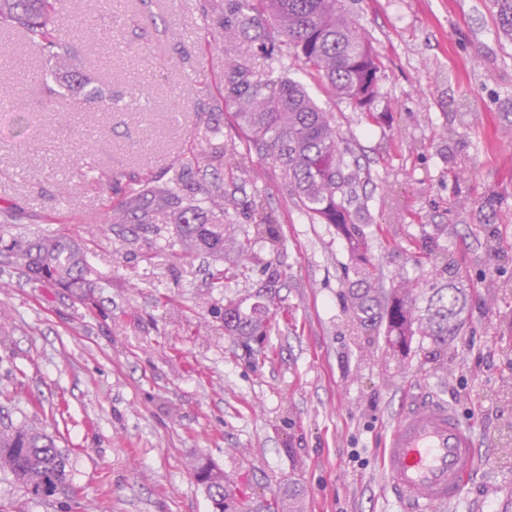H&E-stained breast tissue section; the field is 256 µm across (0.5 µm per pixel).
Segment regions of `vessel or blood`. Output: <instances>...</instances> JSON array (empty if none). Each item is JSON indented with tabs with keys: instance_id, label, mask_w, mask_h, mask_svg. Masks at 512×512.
Listing matches in <instances>:
<instances>
[{
	"instance_id": "obj_1",
	"label": "vessel or blood",
	"mask_w": 512,
	"mask_h": 512,
	"mask_svg": "<svg viewBox=\"0 0 512 512\" xmlns=\"http://www.w3.org/2000/svg\"><path fill=\"white\" fill-rule=\"evenodd\" d=\"M475 453L471 426L447 402L411 401L397 415L384 445L389 488L412 512L454 504L463 496Z\"/></svg>"
}]
</instances>
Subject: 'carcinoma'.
Masks as SVG:
<instances>
[{
	"mask_svg": "<svg viewBox=\"0 0 512 512\" xmlns=\"http://www.w3.org/2000/svg\"><path fill=\"white\" fill-rule=\"evenodd\" d=\"M59 0H0V30L15 28L38 45L51 74L65 73L72 83L86 77L71 41L59 33ZM498 25L512 36V0H493ZM273 21L285 35V45L303 69L317 76L340 98L366 111L377 95L380 63L368 38L351 19L343 0H227L224 31L244 34ZM224 104L235 108L244 151L271 157L282 171L284 188L301 208L321 224H332L347 241L358 267V279L347 289L348 310L359 324L384 328L385 341L404 352L415 336L429 340L434 358L445 355L448 337L462 325L464 295L459 288L434 287L425 309L417 314L403 288L376 286L369 271L362 207L355 204L360 167L349 165L340 151L332 114L320 108L306 86L285 78L262 83L245 64H231L224 74ZM208 149L188 155L166 182L157 186L144 177L129 180L141 186L109 211V224H128L133 234L161 235L174 226L168 246L181 253L233 251L248 259L253 243H279L262 195L249 203L253 235L232 232L236 198L224 191V131L216 122L207 127ZM0 251L36 279L66 288H92L86 254L57 236L30 240L0 235ZM272 289H261L224 305V331L251 339L270 330L275 314ZM67 457L54 436L25 422L0 429V470L11 475L29 499L54 496L67 482ZM194 476L203 486L215 512H229L234 494L224 471L199 458Z\"/></svg>",
	"mask_w": 512,
	"mask_h": 512,
	"instance_id": "carcinoma-1",
	"label": "carcinoma"
}]
</instances>
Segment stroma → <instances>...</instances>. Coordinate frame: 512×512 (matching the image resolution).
I'll list each match as a JSON object with an SVG mask.
<instances>
[{
    "label": "stroma",
    "instance_id": "stroma-1",
    "mask_svg": "<svg viewBox=\"0 0 512 512\" xmlns=\"http://www.w3.org/2000/svg\"><path fill=\"white\" fill-rule=\"evenodd\" d=\"M223 2L60 0L61 32L111 94L108 110L74 111L83 93L61 79L48 95L39 48L0 31L7 231L67 237L96 283L82 300L0 253V409L57 428L69 470L47 500L0 473V512H213L192 470L202 455L234 475L247 512L273 498L288 512L292 484L301 512H407L379 448L405 404L428 395L473 424L477 451L461 500L432 512H512V38L492 0H346L381 61L370 112L289 68L369 175L359 202L379 286L407 282L423 308L444 258L456 264L467 306L442 363L418 341L393 357L350 318L346 241L286 193L275 161L243 155L232 107L212 112L226 62L276 77L255 42L225 33ZM216 121L234 172L225 190L261 193L280 236L220 288L223 256L108 228L121 198L83 177L164 181ZM273 269L276 327L256 340L225 333L227 300L267 286Z\"/></svg>",
    "mask_w": 512,
    "mask_h": 512
}]
</instances>
